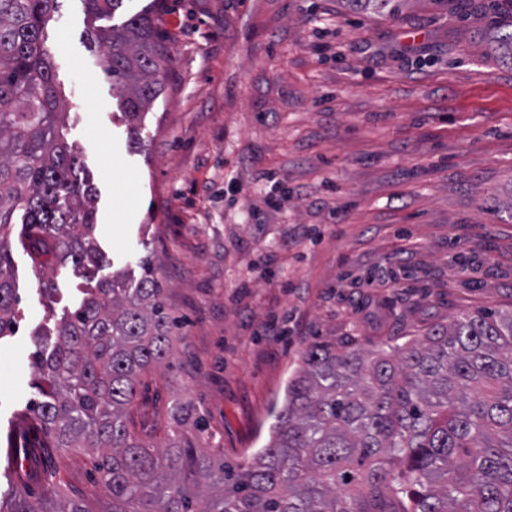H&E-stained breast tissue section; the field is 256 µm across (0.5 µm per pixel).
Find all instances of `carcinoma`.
Masks as SVG:
<instances>
[{"mask_svg": "<svg viewBox=\"0 0 512 512\" xmlns=\"http://www.w3.org/2000/svg\"><path fill=\"white\" fill-rule=\"evenodd\" d=\"M404 0H346L396 14ZM97 16L122 0H85ZM60 0H0V338L16 329L19 297L9 226L54 274L103 263L95 190L58 124L64 100L44 31ZM101 72L123 95L129 131L159 95L170 55L150 16L87 36ZM489 42L512 60V23L490 21ZM56 320L55 342L34 339V422L52 447L85 448L107 488L99 512H512V311H479L404 343L316 342L288 381L267 445L245 467L192 439L159 450L133 431L142 376L171 348L172 320L148 258ZM0 512H92L59 487L0 500Z\"/></svg>", "mask_w": 512, "mask_h": 512, "instance_id": "cac0c4a2", "label": "carcinoma"}]
</instances>
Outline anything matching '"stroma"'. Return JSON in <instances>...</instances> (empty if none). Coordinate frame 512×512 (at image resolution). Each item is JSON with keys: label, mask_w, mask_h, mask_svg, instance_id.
Returning <instances> with one entry per match:
<instances>
[{"label": "stroma", "mask_w": 512, "mask_h": 512, "mask_svg": "<svg viewBox=\"0 0 512 512\" xmlns=\"http://www.w3.org/2000/svg\"><path fill=\"white\" fill-rule=\"evenodd\" d=\"M489 2L404 0L379 18L343 0H123L96 18L63 0L46 44L107 261L87 277L64 264L45 294L11 227L21 302L0 339L1 496L17 487L4 448L21 435L26 467L59 468L90 507L106 500L86 452L47 453L28 417L32 333L101 279H139L142 257L174 328L133 410L150 443L201 426L232 466L267 444L310 343L512 310V66L488 42ZM144 12L171 61L134 142L86 33ZM264 171L288 193L282 210L263 203ZM128 195L138 217L110 234ZM177 403L195 410L182 424Z\"/></svg>", "instance_id": "1"}]
</instances>
